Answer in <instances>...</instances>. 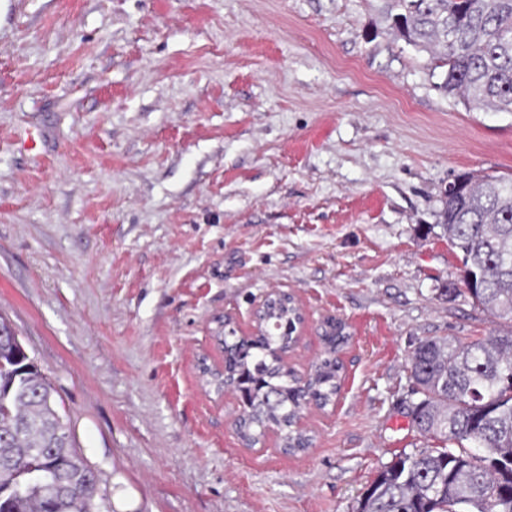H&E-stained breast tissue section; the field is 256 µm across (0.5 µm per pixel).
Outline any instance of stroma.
I'll return each instance as SVG.
<instances>
[{"mask_svg":"<svg viewBox=\"0 0 512 512\" xmlns=\"http://www.w3.org/2000/svg\"><path fill=\"white\" fill-rule=\"evenodd\" d=\"M388 0H0V317L52 383L109 512H356L403 453L408 356L512 331L442 224L453 175L512 174V112L435 88ZM291 293L288 363L347 326L311 447L249 448L225 317Z\"/></svg>","mask_w":512,"mask_h":512,"instance_id":"obj_1","label":"stroma"}]
</instances>
